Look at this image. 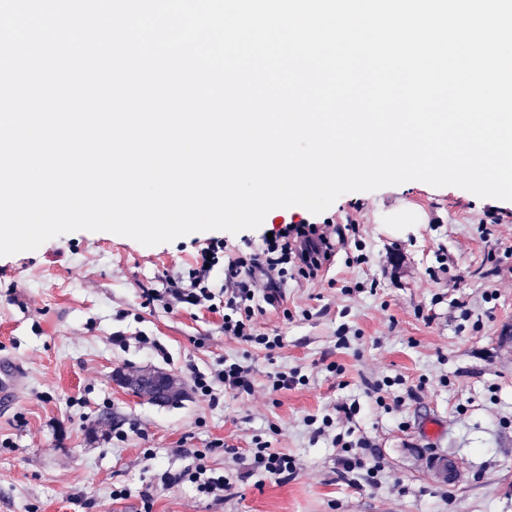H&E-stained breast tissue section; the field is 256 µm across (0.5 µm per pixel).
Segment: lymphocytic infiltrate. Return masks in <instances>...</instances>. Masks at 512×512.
Listing matches in <instances>:
<instances>
[{"label":"lymphocytic infiltrate","instance_id":"f902f5d3","mask_svg":"<svg viewBox=\"0 0 512 512\" xmlns=\"http://www.w3.org/2000/svg\"><path fill=\"white\" fill-rule=\"evenodd\" d=\"M336 241L328 229L313 224H285L273 231L272 238L262 239L250 250L229 251L222 240L209 241L198 253L187 275H158V287L143 291L146 304L161 303L165 310L189 305L213 314H221L224 334L246 348L263 347L274 351L282 345L278 336L259 334L258 316L266 305L280 298V285L289 270L303 278H317L323 260L329 259ZM253 366L240 359L211 373L192 372L197 392L213 398L218 391L251 392ZM224 444L193 452L194 462L179 472L161 476L163 487L184 483L195 485L198 494L216 501L223 500L232 483L223 473L211 468L214 456L223 454Z\"/></svg>","mask_w":512,"mask_h":512}]
</instances>
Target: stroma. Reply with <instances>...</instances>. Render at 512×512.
<instances>
[{
	"mask_svg": "<svg viewBox=\"0 0 512 512\" xmlns=\"http://www.w3.org/2000/svg\"><path fill=\"white\" fill-rule=\"evenodd\" d=\"M404 202L425 223H385ZM301 222L358 231L327 274L289 275L283 302L259 318V332L282 336L280 349L244 351L215 314L145 306L143 289L183 272L210 240L241 248L272 225ZM245 353L251 393L212 402L193 389L192 371ZM0 358L27 374L19 399L0 408V512H139L145 490L153 512H512V201L409 181L343 194L319 214L293 206L236 234L154 246L63 234L0 257ZM149 367L174 377L178 402L153 404L113 379ZM278 369L298 370L305 384L271 391ZM387 377L400 383L381 407L373 387ZM418 383V398L407 397ZM326 414L336 425L315 436L307 421ZM427 419L438 435L424 431ZM117 426L125 441L111 438ZM345 433L372 448L346 478L334 443ZM257 438L294 458L288 482L252 469L245 450ZM217 439L228 452L211 464L233 483L223 501L190 484L163 489L161 474L188 463L176 447ZM115 488L129 497L112 502Z\"/></svg>",
	"mask_w": 512,
	"mask_h": 512,
	"instance_id": "stroma-1",
	"label": "stroma"
}]
</instances>
